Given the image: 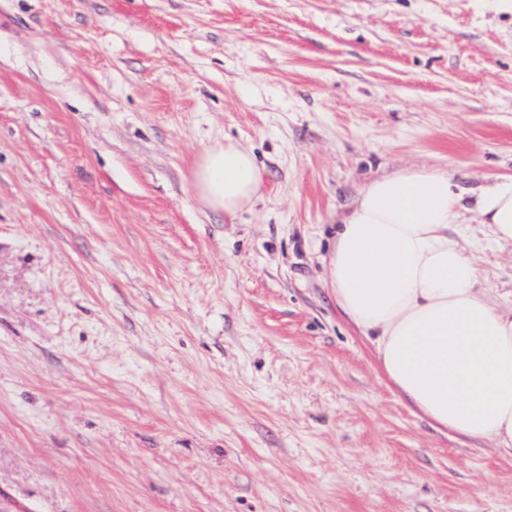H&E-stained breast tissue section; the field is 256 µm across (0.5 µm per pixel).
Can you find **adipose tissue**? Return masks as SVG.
I'll use <instances>...</instances> for the list:
<instances>
[{"label":"adipose tissue","instance_id":"ef3b65f1","mask_svg":"<svg viewBox=\"0 0 512 512\" xmlns=\"http://www.w3.org/2000/svg\"><path fill=\"white\" fill-rule=\"evenodd\" d=\"M192 187L233 216L262 196L264 176L249 145L228 141L202 153ZM462 208L451 177L425 167L366 184L336 232V305L401 399L512 456V309L479 288L474 257L448 236ZM474 213L493 242L512 244V177L483 190Z\"/></svg>","mask_w":512,"mask_h":512}]
</instances>
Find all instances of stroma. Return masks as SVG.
Masks as SVG:
<instances>
[{
  "label": "stroma",
  "instance_id": "1",
  "mask_svg": "<svg viewBox=\"0 0 512 512\" xmlns=\"http://www.w3.org/2000/svg\"><path fill=\"white\" fill-rule=\"evenodd\" d=\"M235 140L239 212L192 172ZM512 175L500 0H0V512H512V458L431 425L337 310L371 180ZM192 187L205 207L235 216L262 196L264 176L249 145L224 141L202 153Z\"/></svg>",
  "mask_w": 512,
  "mask_h": 512
}]
</instances>
